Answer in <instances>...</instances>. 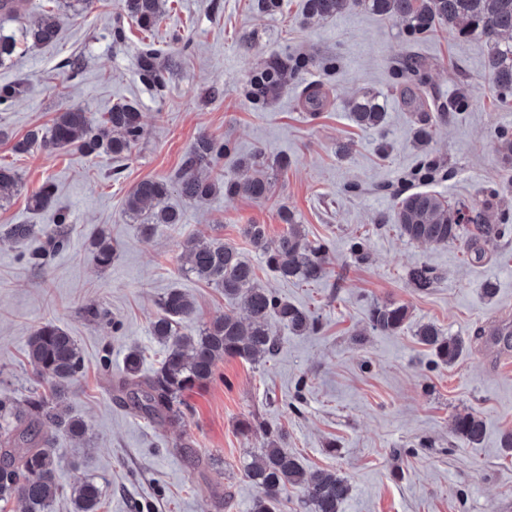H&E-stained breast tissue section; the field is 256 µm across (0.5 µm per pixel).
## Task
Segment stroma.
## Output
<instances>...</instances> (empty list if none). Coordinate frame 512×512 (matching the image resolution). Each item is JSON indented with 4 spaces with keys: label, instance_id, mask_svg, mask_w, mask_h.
Instances as JSON below:
<instances>
[{
    "label": "stroma",
    "instance_id": "1",
    "mask_svg": "<svg viewBox=\"0 0 512 512\" xmlns=\"http://www.w3.org/2000/svg\"><path fill=\"white\" fill-rule=\"evenodd\" d=\"M255 0H167L159 30L143 31L123 11V0H93L82 14L61 8L55 44L26 49L0 66V84L24 80V90L0 106V165L20 175L17 189L0 198L1 224L55 229L66 214L67 250L43 268L28 265V244L0 243V399L25 408L41 385L25 348L33 330L52 321L78 343L83 370L67 401L87 424L83 439L55 433L61 489L50 512H73L74 484L103 488L99 512H250L257 489L242 471L258 455L260 436L243 437L238 424L253 419L283 428L288 448L305 468L331 470L352 491L341 512H512V349L487 341L488 323H512V163L495 151L512 135V100L485 79L488 47L447 29L410 32L402 23L357 8L325 20H304L303 0H282L273 14ZM125 38L112 40L114 26ZM172 56L166 89L141 83L138 58L145 44ZM314 58L265 107L246 96L250 79L273 55ZM414 70H403L407 59ZM79 71L68 68L69 60ZM331 62L322 70L320 61ZM331 85L328 105L310 114L298 93L309 82ZM422 86L425 111L445 114L432 140L414 138V108L401 91ZM370 93L386 101L384 125L359 129L346 105ZM137 103L145 134L122 158L87 157L73 149L26 152L15 145L56 113L78 106L101 118L120 101ZM236 145L216 173L230 174L239 156L260 150L287 158L263 201L216 196L196 205L171 194L181 209L178 227L141 233L125 213L129 191L145 179H169L200 135ZM430 160L434 178L419 173ZM55 185L51 209L36 213L29 195ZM429 190L453 202L488 203V219L506 225L504 237L482 260L465 244L434 246L409 240L394 222L398 199ZM289 210L309 240L331 243V274L316 284L283 281L242 235L245 224L266 225L270 238L285 229ZM108 234L118 247L112 266H95L91 238ZM201 233L238 248L256 267L260 283L319 319V329L296 336L279 329L281 344L265 364L220 363L206 387L186 392L189 406L177 424L134 413L115 391L130 347L144 353L152 372L166 349L150 333L159 301L177 287L196 302V324L232 311L219 289L182 268L184 240ZM363 239L371 261L350 254ZM438 278L420 289L409 280L417 267ZM494 282V297L484 293ZM407 306L405 326L393 334L371 330L368 313L382 304ZM102 309L90 321L86 310ZM432 323L463 337L468 352L442 364L415 330ZM477 412L485 424L480 444L458 439L455 415ZM196 448V465L177 444Z\"/></svg>",
    "mask_w": 512,
    "mask_h": 512
}]
</instances>
